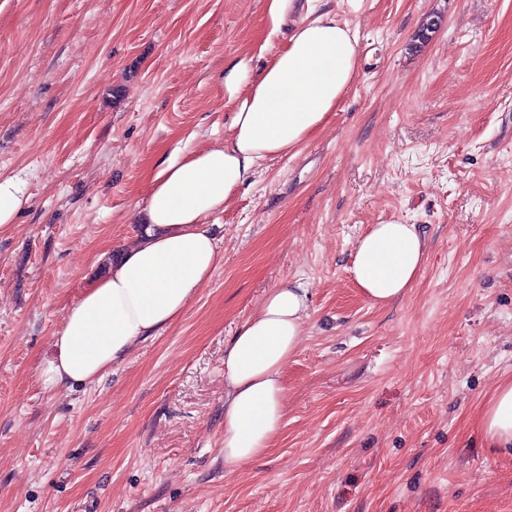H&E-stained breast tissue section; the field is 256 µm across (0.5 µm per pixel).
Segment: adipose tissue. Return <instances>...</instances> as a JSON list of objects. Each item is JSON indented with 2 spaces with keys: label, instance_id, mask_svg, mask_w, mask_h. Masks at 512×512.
Listing matches in <instances>:
<instances>
[{
  "label": "adipose tissue",
  "instance_id": "1",
  "mask_svg": "<svg viewBox=\"0 0 512 512\" xmlns=\"http://www.w3.org/2000/svg\"><path fill=\"white\" fill-rule=\"evenodd\" d=\"M358 39L332 11L307 4L284 46L252 70L228 66L224 89L234 105L219 145L175 148L148 175L137 241L102 252L81 296L68 306L39 378L45 389L100 381L132 348L182 316L224 262L207 224L248 185L258 162L296 151L335 112L357 73ZM427 242L416 225H371L349 274L377 306L402 299L419 276ZM308 311L302 284L270 289L259 310L224 348V465L265 454L286 417L282 372L296 354ZM491 447H512V380H504L479 416Z\"/></svg>",
  "mask_w": 512,
  "mask_h": 512
}]
</instances>
